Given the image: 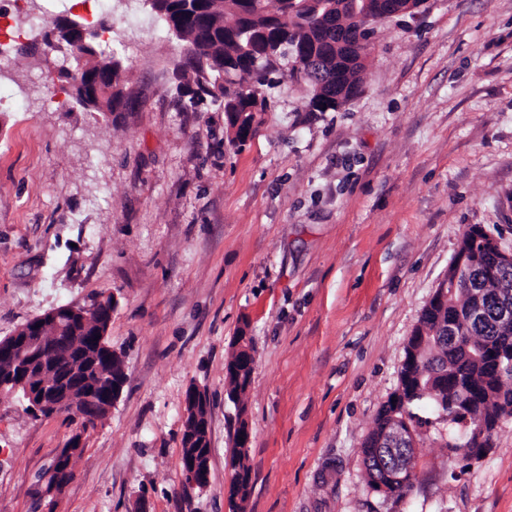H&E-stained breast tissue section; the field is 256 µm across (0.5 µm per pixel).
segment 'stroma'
Segmentation results:
<instances>
[{
    "label": "stroma",
    "mask_w": 512,
    "mask_h": 512,
    "mask_svg": "<svg viewBox=\"0 0 512 512\" xmlns=\"http://www.w3.org/2000/svg\"><path fill=\"white\" fill-rule=\"evenodd\" d=\"M132 111L45 103L68 47L0 41V338L113 294L127 382L85 435L56 512H230L237 410L225 365L247 337L250 491L241 512H512V418L477 459L422 433L401 497L373 491L361 445L459 247L512 249V0H428L379 24L361 92L312 114L284 77L245 145L175 91L185 56L144 0H112ZM209 401L210 485L179 469L185 394ZM78 423L0 393V512Z\"/></svg>",
    "instance_id": "1"
}]
</instances>
